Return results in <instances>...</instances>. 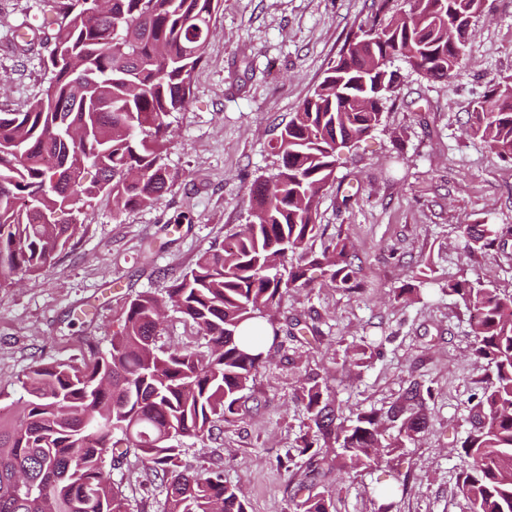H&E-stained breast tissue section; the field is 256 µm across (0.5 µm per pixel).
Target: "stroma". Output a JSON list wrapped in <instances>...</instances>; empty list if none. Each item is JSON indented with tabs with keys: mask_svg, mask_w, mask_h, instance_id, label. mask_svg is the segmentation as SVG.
<instances>
[{
	"mask_svg": "<svg viewBox=\"0 0 512 512\" xmlns=\"http://www.w3.org/2000/svg\"><path fill=\"white\" fill-rule=\"evenodd\" d=\"M410 0H224L196 70L188 107L170 117L165 162L176 181L154 205L115 209L101 196L84 208V233L36 281L0 288V406L16 407L30 367L89 362L107 351L129 299L163 294L203 251L222 247L252 214L250 188L275 170L270 144L359 29L405 13ZM48 0H0V110H22L48 86L53 46ZM465 65L445 81L390 68L397 88L377 130L341 149L321 195V250L349 238L363 282L358 294L326 282L295 288L277 311L279 335L234 421L210 438L184 440L183 461L222 471L248 512H302L307 496L336 512H375L394 490V512H469L459 489L461 443L488 380L471 356L470 314L446 292L450 277L480 276L512 289V236L494 250L466 247L469 224L512 226V164L462 128L475 102L512 75V0H485ZM428 281L409 303L395 288ZM160 347L204 350L205 340L167 311ZM366 349L365 363L346 360ZM324 377L337 414L387 413L423 388L427 427L355 477L309 474L299 438L309 421L295 395L308 373ZM107 472L127 512H163L166 489L137 454Z\"/></svg>",
	"mask_w": 512,
	"mask_h": 512,
	"instance_id": "1",
	"label": "stroma"
}]
</instances>
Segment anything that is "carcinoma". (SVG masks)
I'll return each mask as SVG.
<instances>
[{
    "label": "carcinoma",
    "mask_w": 512,
    "mask_h": 512,
    "mask_svg": "<svg viewBox=\"0 0 512 512\" xmlns=\"http://www.w3.org/2000/svg\"><path fill=\"white\" fill-rule=\"evenodd\" d=\"M223 0H51L54 47L48 87L21 112H0V287L50 267L84 224L77 214L100 195L117 208L153 205L174 184L163 162L169 117L186 109ZM484 0H412L402 18L356 37L329 63L323 80L271 143L276 172L255 180L253 219L220 250L201 253L159 297L130 300L111 348L91 363L53 361L30 368L26 399L0 411V512H126L105 459L136 451L166 487L164 512H247L220 472L182 463V440L203 441L238 411L243 392L268 362L278 336L270 313L283 294L309 288L311 267L359 292L349 238L319 254L315 236L322 188L335 179L337 151L352 148L383 120L395 89L389 63L406 59L428 79L454 75ZM466 133L512 161V76L477 102ZM97 177L88 181V168ZM466 243L489 250L512 228L468 224ZM424 278L394 290L407 301ZM448 294L471 314L473 355L491 378L473 406V430L461 444V493L470 512H512V290L480 277L448 280ZM201 330L207 350L160 351L161 309ZM268 335H247L245 325ZM308 415L302 453L330 445L346 474L378 464L384 452L424 429L420 389L383 416L356 410L340 421L326 381L305 379L296 395ZM400 422L394 444L386 423ZM304 512H335L311 495Z\"/></svg>",
    "instance_id": "carcinoma-1"
}]
</instances>
